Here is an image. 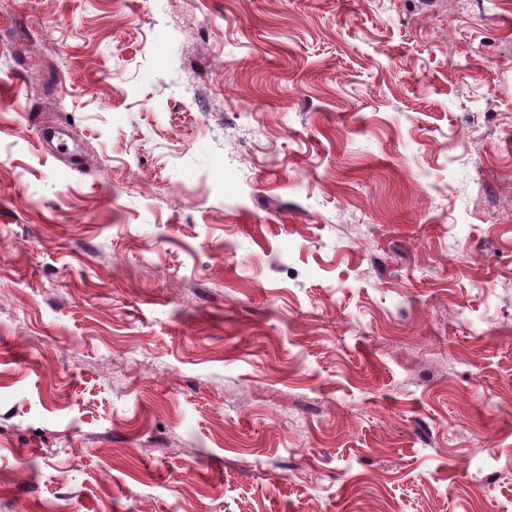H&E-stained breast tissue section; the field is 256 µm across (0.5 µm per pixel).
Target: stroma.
Masks as SVG:
<instances>
[{
	"label": "stroma",
	"mask_w": 512,
	"mask_h": 512,
	"mask_svg": "<svg viewBox=\"0 0 512 512\" xmlns=\"http://www.w3.org/2000/svg\"><path fill=\"white\" fill-rule=\"evenodd\" d=\"M512 504V0H0V512Z\"/></svg>",
	"instance_id": "stroma-1"
}]
</instances>
